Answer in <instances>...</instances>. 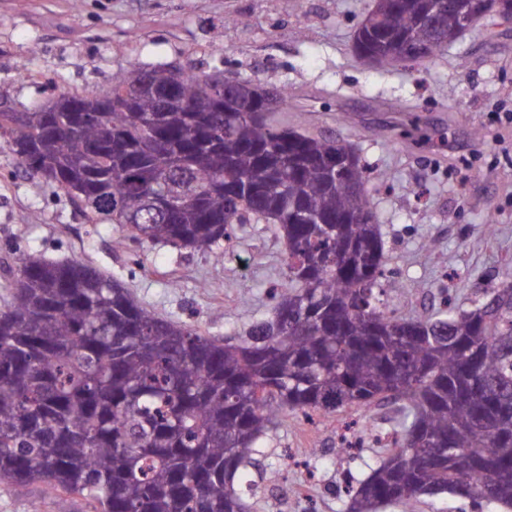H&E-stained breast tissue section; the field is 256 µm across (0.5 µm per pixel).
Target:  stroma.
Listing matches in <instances>:
<instances>
[{
    "instance_id": "35a3bbf8",
    "label": "stroma",
    "mask_w": 512,
    "mask_h": 512,
    "mask_svg": "<svg viewBox=\"0 0 512 512\" xmlns=\"http://www.w3.org/2000/svg\"><path fill=\"white\" fill-rule=\"evenodd\" d=\"M374 0H0V103L33 106L60 89L108 90L115 73L177 64L220 67L288 90L281 121L352 146L385 178L375 196L392 277L390 305L412 316L441 290L469 306L512 273V22L480 20L446 51L411 68L365 64L355 31ZM242 17L239 26L227 16ZM429 136L377 137L412 119ZM493 226H486V219ZM116 225L91 221L55 185L31 178L0 144V307L9 267L32 255L77 261L117 279L157 316L212 336L267 316L284 280L285 242L270 224H241L226 249L164 244L129 254ZM342 421L284 417L261 445L278 487L256 512H342L332 489L351 466L333 446Z\"/></svg>"
}]
</instances>
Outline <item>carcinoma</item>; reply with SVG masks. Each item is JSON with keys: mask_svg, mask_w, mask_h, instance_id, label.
<instances>
[{"mask_svg": "<svg viewBox=\"0 0 512 512\" xmlns=\"http://www.w3.org/2000/svg\"><path fill=\"white\" fill-rule=\"evenodd\" d=\"M472 3L377 0L356 48L381 67L422 64ZM222 80L167 64L81 92L80 109L0 110L25 170L79 188L68 195L119 225L121 248L212 252L251 220L287 245L271 314L221 338L155 316L89 265L18 259L0 307V481L88 512H248L249 469L282 417L389 401L392 448L349 476L344 512H417L464 483L473 507L512 512V282L469 309L444 296L397 315L366 167L354 155L346 179H330L345 145L278 122L279 93L264 121L239 112V90L217 109ZM168 197L184 206L168 211Z\"/></svg>", "mask_w": 512, "mask_h": 512, "instance_id": "obj_1", "label": "carcinoma"}]
</instances>
